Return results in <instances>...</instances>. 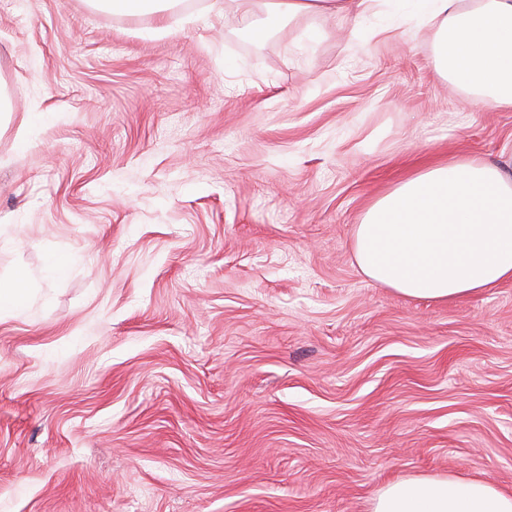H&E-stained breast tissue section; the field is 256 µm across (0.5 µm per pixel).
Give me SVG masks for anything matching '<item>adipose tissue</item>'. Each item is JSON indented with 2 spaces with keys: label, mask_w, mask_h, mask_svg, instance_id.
<instances>
[{
  "label": "adipose tissue",
  "mask_w": 512,
  "mask_h": 512,
  "mask_svg": "<svg viewBox=\"0 0 512 512\" xmlns=\"http://www.w3.org/2000/svg\"><path fill=\"white\" fill-rule=\"evenodd\" d=\"M382 6L432 25L440 74L512 112V0H224L257 42L287 20H358ZM353 249L368 279L408 297L449 301L512 281V170L479 156L433 162L367 207ZM370 512H512V494L483 478H413L388 483Z\"/></svg>",
  "instance_id": "obj_1"
}]
</instances>
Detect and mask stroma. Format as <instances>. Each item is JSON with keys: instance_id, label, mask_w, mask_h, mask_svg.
I'll return each instance as SVG.
<instances>
[{"instance_id": "35a3bbf8", "label": "stroma", "mask_w": 512, "mask_h": 512, "mask_svg": "<svg viewBox=\"0 0 512 512\" xmlns=\"http://www.w3.org/2000/svg\"><path fill=\"white\" fill-rule=\"evenodd\" d=\"M212 0H0V512H368L389 481L512 493V281L366 278L353 228L410 172L512 158V112L433 31ZM71 257L68 271L49 260ZM112 13L139 15L143 13H156L167 10L174 0H101ZM26 276L19 273L9 286L0 285V313H18L22 308Z\"/></svg>"}]
</instances>
